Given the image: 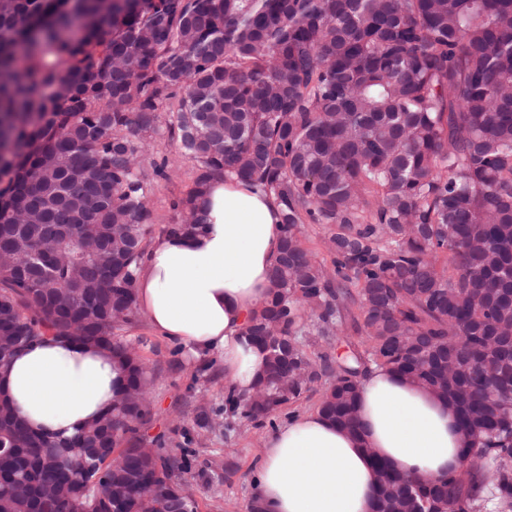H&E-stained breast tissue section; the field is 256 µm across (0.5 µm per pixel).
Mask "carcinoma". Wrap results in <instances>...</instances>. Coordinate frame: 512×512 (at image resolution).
Here are the masks:
<instances>
[{"mask_svg":"<svg viewBox=\"0 0 512 512\" xmlns=\"http://www.w3.org/2000/svg\"><path fill=\"white\" fill-rule=\"evenodd\" d=\"M163 129L198 166L164 232L218 176L282 205L247 322L267 370L225 418L271 424L320 386L356 432L360 379L388 368L448 401L478 464L424 481L377 459L374 512H512V0H0V356L50 333L126 373L65 440L0 405V512H197L135 437L152 375L118 335ZM345 328L367 348L308 351Z\"/></svg>","mask_w":512,"mask_h":512,"instance_id":"carcinoma-1","label":"carcinoma"}]
</instances>
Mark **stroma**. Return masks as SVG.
<instances>
[{
    "label": "stroma",
    "mask_w": 512,
    "mask_h": 512,
    "mask_svg": "<svg viewBox=\"0 0 512 512\" xmlns=\"http://www.w3.org/2000/svg\"><path fill=\"white\" fill-rule=\"evenodd\" d=\"M143 156L167 165L165 176L150 177L146 186L156 237L172 222V205L191 187L197 164L165 133L149 141ZM122 336L154 375L150 416L138 430L144 444L159 440L165 455L185 457L178 477L198 512H247L256 462L272 429L250 423L225 428L223 359L191 356L177 341L157 336L143 316Z\"/></svg>",
    "instance_id": "obj_1"
}]
</instances>
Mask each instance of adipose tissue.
Wrapping results in <instances>:
<instances>
[{
  "mask_svg": "<svg viewBox=\"0 0 512 512\" xmlns=\"http://www.w3.org/2000/svg\"><path fill=\"white\" fill-rule=\"evenodd\" d=\"M280 216L273 195L235 177L215 178L198 226L156 237L135 283L153 331L191 355L220 354L225 377L242 395L266 369V352L249 342L245 328L270 294ZM123 381L111 351L64 337H43L0 365V396L50 440L99 418ZM358 417V438L315 411L278 426L256 469L260 512H373L376 457L420 477L460 464L463 437L447 403L388 369L362 377Z\"/></svg>",
  "mask_w": 512,
  "mask_h": 512,
  "instance_id": "obj_1",
  "label": "adipose tissue"
}]
</instances>
